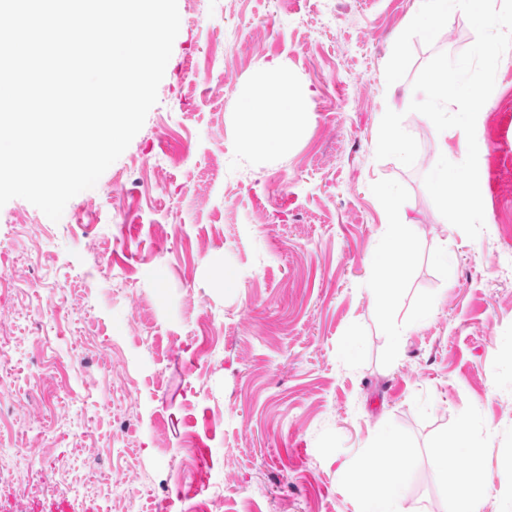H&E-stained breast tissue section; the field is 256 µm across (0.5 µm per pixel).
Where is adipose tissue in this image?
<instances>
[{"instance_id":"obj_1","label":"adipose tissue","mask_w":512,"mask_h":512,"mask_svg":"<svg viewBox=\"0 0 512 512\" xmlns=\"http://www.w3.org/2000/svg\"><path fill=\"white\" fill-rule=\"evenodd\" d=\"M301 102L279 73L270 74L246 98L240 115L247 144L258 151L282 148L298 128ZM410 226L406 217L392 215L377 243L379 261L373 269L375 281L385 282L405 267L404 239ZM415 466L413 458H403L387 471H379L378 459L363 456L350 471L349 479L367 504V512H402V489Z\"/></svg>"}]
</instances>
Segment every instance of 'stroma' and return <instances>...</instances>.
Returning a JSON list of instances; mask_svg holds the SVG:
<instances>
[{
	"label": "stroma",
	"mask_w": 512,
	"mask_h": 512,
	"mask_svg": "<svg viewBox=\"0 0 512 512\" xmlns=\"http://www.w3.org/2000/svg\"><path fill=\"white\" fill-rule=\"evenodd\" d=\"M177 3L158 101L96 186L56 222L21 198L0 207V468L45 472L43 512H362L348 473L366 452L415 458L403 512H450L444 481L474 477L495 512L512 495V48L476 121L472 240L436 209L425 166L375 157L390 109L421 158L443 140L465 158L459 132L406 106L435 53L470 47L463 13L433 45L413 40L390 87L415 0ZM272 63L307 110L262 154L239 112ZM392 208L414 224L378 297ZM62 294L69 316L40 321ZM467 414L478 451L440 471ZM382 427L400 447H377Z\"/></svg>",
	"instance_id": "stroma-1"
}]
</instances>
